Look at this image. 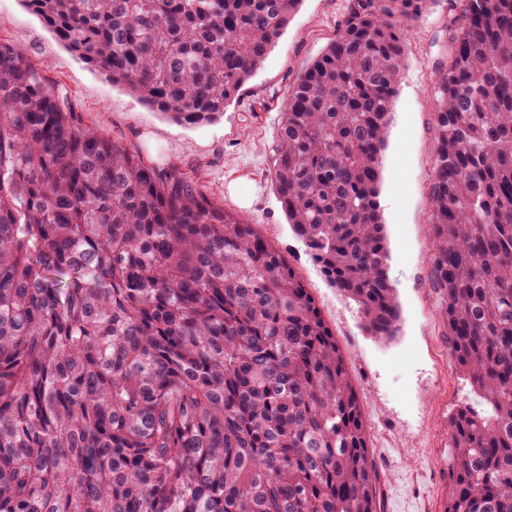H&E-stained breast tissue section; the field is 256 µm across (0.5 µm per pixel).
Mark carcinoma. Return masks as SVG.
Masks as SVG:
<instances>
[{"mask_svg":"<svg viewBox=\"0 0 512 512\" xmlns=\"http://www.w3.org/2000/svg\"><path fill=\"white\" fill-rule=\"evenodd\" d=\"M183 125L223 116L302 0H22ZM347 0L289 85L270 174L327 282L392 338L380 209L409 24ZM436 62L430 285L477 405L443 512H512V0H461ZM360 400L285 255L175 164L88 126L0 40V512H376Z\"/></svg>","mask_w":512,"mask_h":512,"instance_id":"cac0c4a2","label":"carcinoma"}]
</instances>
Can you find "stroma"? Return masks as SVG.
Here are the masks:
<instances>
[{
    "mask_svg": "<svg viewBox=\"0 0 512 512\" xmlns=\"http://www.w3.org/2000/svg\"><path fill=\"white\" fill-rule=\"evenodd\" d=\"M346 2L302 0L223 117L199 126L176 124L110 83L70 53L21 0H0V40L26 48L34 66L68 92L86 123L146 162L180 166L275 243L315 298L345 357L378 474V512H443L448 417L473 396L449 359L439 305L428 286L435 63L460 0H435L413 22L390 115L379 197L401 313L400 330L390 339L368 332L357 305L328 284L289 225L269 175L288 87L333 38ZM235 186L246 188L251 205L232 194Z\"/></svg>",
    "mask_w": 512,
    "mask_h": 512,
    "instance_id": "35a3bbf8",
    "label": "stroma"
}]
</instances>
